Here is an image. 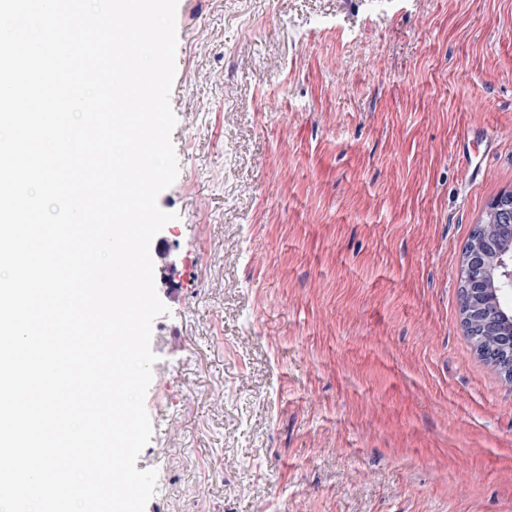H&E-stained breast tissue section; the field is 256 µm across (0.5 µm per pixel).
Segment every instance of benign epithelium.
<instances>
[{"label":"benign epithelium","instance_id":"benign-epithelium-1","mask_svg":"<svg viewBox=\"0 0 512 512\" xmlns=\"http://www.w3.org/2000/svg\"><path fill=\"white\" fill-rule=\"evenodd\" d=\"M461 268L466 271V292L469 299L486 298L493 302L495 314L485 316L469 306V324L483 332L502 336L512 350V241L501 243L492 253L481 242L472 244L463 257Z\"/></svg>","mask_w":512,"mask_h":512}]
</instances>
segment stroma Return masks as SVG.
<instances>
[{
  "label": "stroma",
  "instance_id": "stroma-1",
  "mask_svg": "<svg viewBox=\"0 0 512 512\" xmlns=\"http://www.w3.org/2000/svg\"><path fill=\"white\" fill-rule=\"evenodd\" d=\"M176 37L145 512H512L459 311L512 191V0H178Z\"/></svg>",
  "mask_w": 512,
  "mask_h": 512
}]
</instances>
